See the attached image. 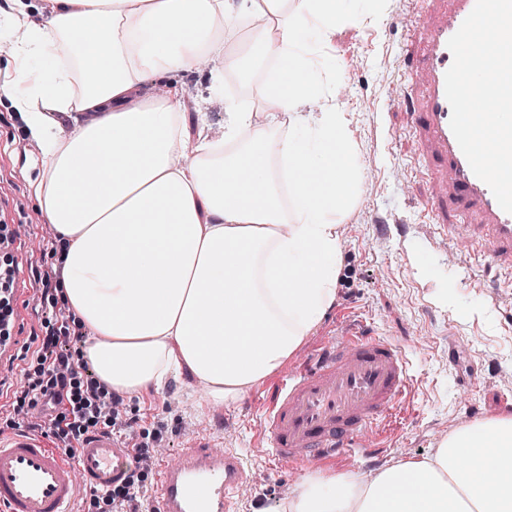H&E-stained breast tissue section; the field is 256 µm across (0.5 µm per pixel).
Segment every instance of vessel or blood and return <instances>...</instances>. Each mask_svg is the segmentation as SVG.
I'll return each mask as SVG.
<instances>
[{
  "label": "vessel or blood",
  "instance_id": "b4317fda",
  "mask_svg": "<svg viewBox=\"0 0 512 512\" xmlns=\"http://www.w3.org/2000/svg\"><path fill=\"white\" fill-rule=\"evenodd\" d=\"M475 0H415L419 37L415 72L400 85L405 131L416 132L432 165L425 223L471 241L468 262L493 259L512 283V214L472 172L450 128L445 73L449 38ZM414 385L400 348L366 323L341 325L336 335L282 374L263 400L256 441L271 462L301 467L379 450L404 415ZM128 448L112 433L84 438L67 461L43 437L19 429L0 438V512H72L87 488L104 489L126 475ZM152 512H235L246 476L241 454L202 445L176 464L156 462Z\"/></svg>",
  "mask_w": 512,
  "mask_h": 512
}]
</instances>
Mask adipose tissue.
I'll use <instances>...</instances> for the list:
<instances>
[{
    "instance_id": "ef3b65f1",
    "label": "adipose tissue",
    "mask_w": 512,
    "mask_h": 512,
    "mask_svg": "<svg viewBox=\"0 0 512 512\" xmlns=\"http://www.w3.org/2000/svg\"><path fill=\"white\" fill-rule=\"evenodd\" d=\"M11 2L8 102L40 145L31 189L83 357L111 394L159 393L185 371L212 403H236L297 355L336 296L361 165L346 113L315 83L335 68L322 48L354 21L351 0L295 13L286 0ZM259 18L254 53L278 61L261 111L189 135L181 74L206 69L221 94L244 61L229 33ZM158 80L155 98L145 86ZM284 510L512 512V415L465 423L369 480L314 471Z\"/></svg>"
}]
</instances>
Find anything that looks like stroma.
<instances>
[{
    "label": "stroma",
    "mask_w": 512,
    "mask_h": 512,
    "mask_svg": "<svg viewBox=\"0 0 512 512\" xmlns=\"http://www.w3.org/2000/svg\"><path fill=\"white\" fill-rule=\"evenodd\" d=\"M411 7L410 0H384L378 11L372 0H356V20L324 47L336 70L319 76L322 89L335 93L351 119L361 155V188L340 228L336 299L302 349L311 351L334 334L340 319L361 317L399 345L415 378L405 415L386 448L372 457L356 455L341 462V473L379 472L398 460L430 453L463 420L512 414V384L503 383L512 374V288L496 287L494 264L469 270L466 243L447 242L423 223L429 185L412 172L418 142L414 136L395 134L403 124L394 98L411 49L403 24ZM182 81L188 89L184 110L192 134L198 113H205L214 135L224 124L226 107L255 110L263 97L257 69L242 91L225 87L220 99L211 97L206 73L186 74ZM38 151L16 113L1 104L0 218L14 232L10 249L18 299V346L0 357V435L5 437L19 428L49 432L56 414L52 404L38 403L28 417L14 410L16 393L34 382L50 383V375L39 371L41 360L65 356L81 381L96 376L92 364L78 356V329L53 302V290L44 286L57 267L51 257L53 231L42 222L29 189L39 172L27 160ZM420 257L431 265L432 276L420 274ZM447 290L454 298L450 307L441 302ZM54 327L60 330L58 342L43 348V337ZM271 385L264 380L236 404L223 406L209 403L185 373L170 381L163 395L142 403L123 400L122 414L132 425L134 443L161 450L170 462L201 441L236 449L247 460V474L261 476L260 481L245 482L237 512H283L285 500L307 471L278 468L255 451L261 400Z\"/></svg>",
    "instance_id": "obj_1"
}]
</instances>
